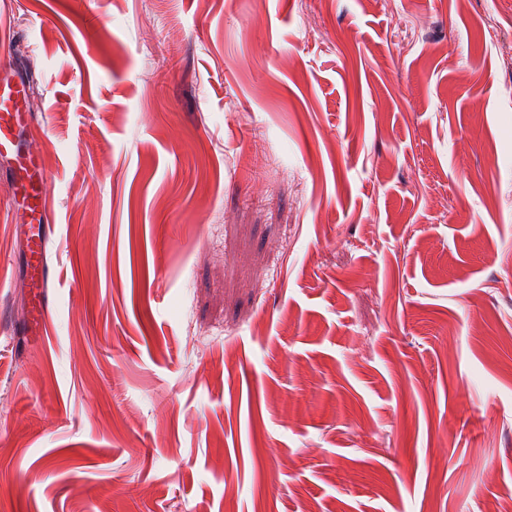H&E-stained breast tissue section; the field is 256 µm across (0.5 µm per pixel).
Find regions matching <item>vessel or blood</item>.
<instances>
[{
	"instance_id": "vessel-or-blood-1",
	"label": "vessel or blood",
	"mask_w": 512,
	"mask_h": 512,
	"mask_svg": "<svg viewBox=\"0 0 512 512\" xmlns=\"http://www.w3.org/2000/svg\"><path fill=\"white\" fill-rule=\"evenodd\" d=\"M30 95L24 77L0 75V159L23 164L14 179V194L23 200V219L28 248L27 282L36 297L35 316L45 319L52 305L47 248L50 227L47 217L48 178L39 163V154L25 134Z\"/></svg>"
}]
</instances>
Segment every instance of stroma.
<instances>
[{"instance_id":"1","label":"stroma","mask_w":512,"mask_h":512,"mask_svg":"<svg viewBox=\"0 0 512 512\" xmlns=\"http://www.w3.org/2000/svg\"><path fill=\"white\" fill-rule=\"evenodd\" d=\"M0 512H512V0H0ZM30 95L24 77L0 75V159H14L23 174L15 170L14 195L23 197V219L28 248L27 284L34 288L36 320L42 321L52 305L47 248L50 226L47 217L48 178L39 163L33 140L28 139ZM38 225V227H35Z\"/></svg>"}]
</instances>
